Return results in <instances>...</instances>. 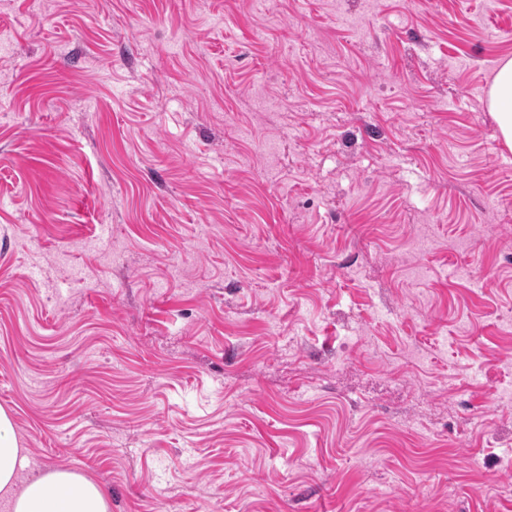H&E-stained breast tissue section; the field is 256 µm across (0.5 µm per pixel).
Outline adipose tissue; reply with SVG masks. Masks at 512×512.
I'll use <instances>...</instances> for the list:
<instances>
[{
	"instance_id": "obj_1",
	"label": "adipose tissue",
	"mask_w": 512,
	"mask_h": 512,
	"mask_svg": "<svg viewBox=\"0 0 512 512\" xmlns=\"http://www.w3.org/2000/svg\"><path fill=\"white\" fill-rule=\"evenodd\" d=\"M488 107L512 147V58L503 60L490 86ZM25 456L11 418L0 409V499L8 512H109L108 497L92 479L55 470L19 482Z\"/></svg>"
}]
</instances>
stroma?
Listing matches in <instances>:
<instances>
[{"instance_id": "1", "label": "stroma", "mask_w": 512, "mask_h": 512, "mask_svg": "<svg viewBox=\"0 0 512 512\" xmlns=\"http://www.w3.org/2000/svg\"><path fill=\"white\" fill-rule=\"evenodd\" d=\"M512 0H0V408L110 512H512ZM488 107L504 142L512 147V58L504 59L494 74Z\"/></svg>"}]
</instances>
